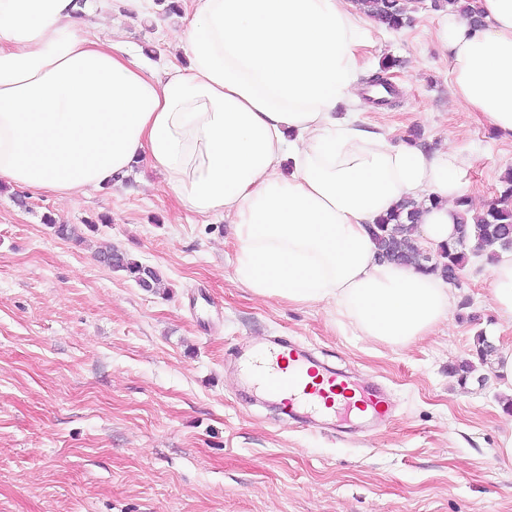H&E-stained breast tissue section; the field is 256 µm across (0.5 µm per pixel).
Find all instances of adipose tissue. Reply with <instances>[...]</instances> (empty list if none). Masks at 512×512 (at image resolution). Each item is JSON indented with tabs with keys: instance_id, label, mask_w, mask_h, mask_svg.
Segmentation results:
<instances>
[{
	"instance_id": "adipose-tissue-1",
	"label": "adipose tissue",
	"mask_w": 512,
	"mask_h": 512,
	"mask_svg": "<svg viewBox=\"0 0 512 512\" xmlns=\"http://www.w3.org/2000/svg\"><path fill=\"white\" fill-rule=\"evenodd\" d=\"M75 0H0V182L68 201L146 162L179 205L224 217L235 280L262 299L324 305L360 335L407 345L446 322L440 275L377 259L370 224L424 202L421 246L481 213L456 150L391 143L339 106L361 103L370 17L355 0H191L188 60L159 70L122 41L89 37ZM437 32L457 101L512 140V0H470ZM512 322V254L487 268Z\"/></svg>"
}]
</instances>
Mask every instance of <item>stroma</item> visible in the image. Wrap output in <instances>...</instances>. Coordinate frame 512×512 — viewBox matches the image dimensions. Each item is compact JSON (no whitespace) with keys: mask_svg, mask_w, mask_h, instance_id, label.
<instances>
[{"mask_svg":"<svg viewBox=\"0 0 512 512\" xmlns=\"http://www.w3.org/2000/svg\"><path fill=\"white\" fill-rule=\"evenodd\" d=\"M189 12L157 4L140 19L119 6L109 24L159 66L183 67L171 32ZM409 16L368 30V73L394 93L360 106V124L455 149L468 194L490 201L512 140L454 100L443 11L411 0ZM380 56L397 67L381 71ZM48 215L81 240L58 238ZM105 244L159 270L163 288L101 263ZM235 249L223 217L185 210L142 165L64 203L0 190V512H512V463L494 453L512 386L491 366L463 384L449 373L476 361L478 332L512 349L486 261L470 259L447 322L395 347L322 306L256 299L234 279ZM272 336L384 386L393 420L367 429L344 413L321 431L288 420L234 374L240 344Z\"/></svg>","mask_w":512,"mask_h":512,"instance_id":"35a3bbf8","label":"stroma"}]
</instances>
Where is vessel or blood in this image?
Returning <instances> with one entry per match:
<instances>
[{"label": "vessel or blood", "instance_id": "b4317fda", "mask_svg": "<svg viewBox=\"0 0 512 512\" xmlns=\"http://www.w3.org/2000/svg\"><path fill=\"white\" fill-rule=\"evenodd\" d=\"M242 368L256 374L265 391L278 399L289 419L314 427L319 419L358 409L374 424L389 421L394 407L379 386H362L352 376L329 368L287 338L245 344L237 351Z\"/></svg>", "mask_w": 512, "mask_h": 512}]
</instances>
